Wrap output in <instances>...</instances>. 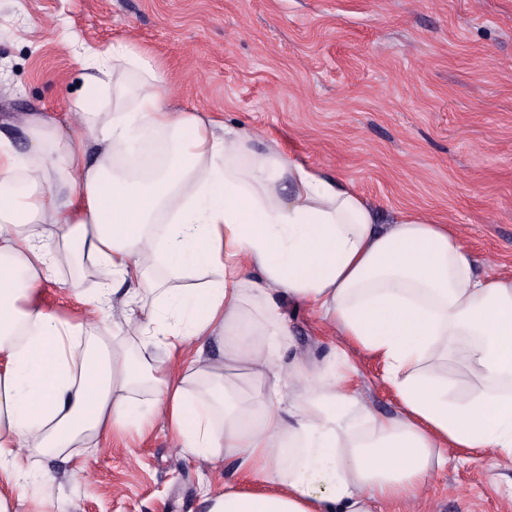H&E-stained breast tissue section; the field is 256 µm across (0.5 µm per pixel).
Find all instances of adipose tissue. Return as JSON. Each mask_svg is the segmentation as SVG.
Here are the masks:
<instances>
[{"label":"adipose tissue","mask_w":512,"mask_h":512,"mask_svg":"<svg viewBox=\"0 0 512 512\" xmlns=\"http://www.w3.org/2000/svg\"><path fill=\"white\" fill-rule=\"evenodd\" d=\"M85 54L78 137L34 116L25 152L0 138V512L35 487L55 512L32 456L158 418L184 454L235 456L270 485L207 497V512H384L418 500L446 447L512 458V270L476 274L449 225L412 212L378 225L350 184L259 131L171 109L164 73L126 42ZM145 138L169 148L139 177ZM75 257L104 282L70 320L40 286ZM115 300L136 349L87 331ZM287 301L382 359L398 415L356 404L346 350L282 366ZM456 355L470 387L448 377ZM233 369L255 378L247 394Z\"/></svg>","instance_id":"adipose-tissue-1"}]
</instances>
